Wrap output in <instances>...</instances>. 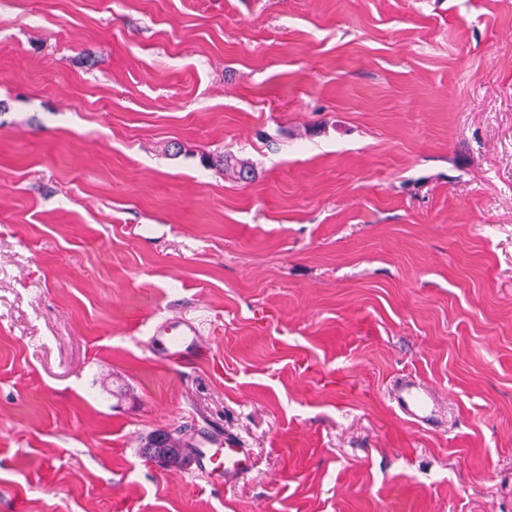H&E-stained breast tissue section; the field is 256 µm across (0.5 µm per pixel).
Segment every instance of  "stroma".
Segmentation results:
<instances>
[{
  "instance_id": "35a3bbf8",
  "label": "stroma",
  "mask_w": 512,
  "mask_h": 512,
  "mask_svg": "<svg viewBox=\"0 0 512 512\" xmlns=\"http://www.w3.org/2000/svg\"><path fill=\"white\" fill-rule=\"evenodd\" d=\"M0 512H512V0H0ZM203 322L197 319H177L157 325L153 333V343L159 344L168 361L182 364L186 356L193 352L198 337L202 334ZM391 397L397 408L410 422L434 426L437 423L432 393L411 376L396 379ZM176 435H185L184 430L180 428L174 431H160L150 436L140 448L141 455L167 467L186 465L189 462V456L181 438ZM243 447L239 443L224 441V448L220 444L216 448H203L195 459L193 468L185 475L195 479L197 476L218 472L224 474L226 485L236 483L251 466L250 450Z\"/></svg>"
}]
</instances>
